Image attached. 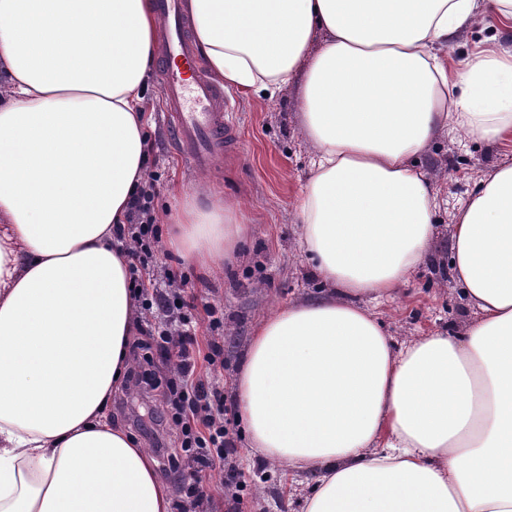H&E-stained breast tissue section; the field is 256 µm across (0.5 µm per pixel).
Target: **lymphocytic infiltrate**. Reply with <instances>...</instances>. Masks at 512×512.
Wrapping results in <instances>:
<instances>
[{"label": "lymphocytic infiltrate", "mask_w": 512, "mask_h": 512, "mask_svg": "<svg viewBox=\"0 0 512 512\" xmlns=\"http://www.w3.org/2000/svg\"><path fill=\"white\" fill-rule=\"evenodd\" d=\"M153 195L154 183L146 181L130 205L127 223L116 226L113 233L126 246L130 280L139 308L147 312L158 306L167 316L166 321L151 327L147 335L158 348L175 358L176 366L164 377L133 368L126 380L148 392L162 391L173 408L170 421L178 430V446L173 449L160 443L155 448L158 456L166 458L169 468H176L182 452L187 453L190 462L212 465L224 461L234 448L224 417V392L218 382L202 373L203 366L215 365L224 353L220 341L224 333V311L212 305L200 311L188 302L184 297L188 284L185 276L168 274V290L162 296L152 282L145 280L160 242L151 209ZM201 322L209 333L203 349L199 348L195 336Z\"/></svg>", "instance_id": "1"}]
</instances>
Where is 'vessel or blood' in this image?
<instances>
[{
  "label": "vessel or blood",
  "instance_id": "1",
  "mask_svg": "<svg viewBox=\"0 0 512 512\" xmlns=\"http://www.w3.org/2000/svg\"><path fill=\"white\" fill-rule=\"evenodd\" d=\"M153 5L165 30L160 56L166 107L189 165L206 171L235 150L229 104L200 69L186 0H154Z\"/></svg>",
  "mask_w": 512,
  "mask_h": 512
}]
</instances>
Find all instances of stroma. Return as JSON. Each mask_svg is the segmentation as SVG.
<instances>
[{"instance_id": "35a3bbf8", "label": "stroma", "mask_w": 512, "mask_h": 512, "mask_svg": "<svg viewBox=\"0 0 512 512\" xmlns=\"http://www.w3.org/2000/svg\"><path fill=\"white\" fill-rule=\"evenodd\" d=\"M237 128L236 154L219 161L207 175L194 173L176 143L163 100L159 71H152L144 98L150 115L147 172L156 179L152 209L165 224L173 190L188 193L200 207L215 201L234 203L248 231L236 256L220 271L204 276L165 250L155 256L158 291H167L166 267L182 271L197 295V306L224 309V365L215 377L224 388L228 418L238 416L235 380L255 328L279 305L321 297L325 286L299 247L297 206L311 176L314 148L300 126L295 88L274 95H247L226 87ZM504 156L499 144L445 130L418 161L434 180L439 205L430 259L410 276L401 292L377 306L378 317L395 346L432 331L461 333L477 317L453 277L449 259L456 215L475 186ZM245 474L236 495L224 490V469ZM204 512H300L309 486L302 476L255 452L246 434H239L225 465L198 469Z\"/></svg>"}]
</instances>
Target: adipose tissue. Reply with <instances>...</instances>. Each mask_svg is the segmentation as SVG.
<instances>
[{
    "label": "adipose tissue",
    "mask_w": 512,
    "mask_h": 512,
    "mask_svg": "<svg viewBox=\"0 0 512 512\" xmlns=\"http://www.w3.org/2000/svg\"><path fill=\"white\" fill-rule=\"evenodd\" d=\"M223 84L301 90L316 153L299 245L327 296L254 331L236 382L257 451L312 477L301 512H512V161L460 209L453 274L479 317L393 348L359 297L396 296L437 208L414 159L447 126L512 141V48L440 56L512 0H189ZM151 0H0V512H173L112 419L139 313L114 225L146 181ZM320 42L315 55L311 43ZM167 251L219 270L235 205L170 214Z\"/></svg>",
    "instance_id": "ef3b65f1"
}]
</instances>
